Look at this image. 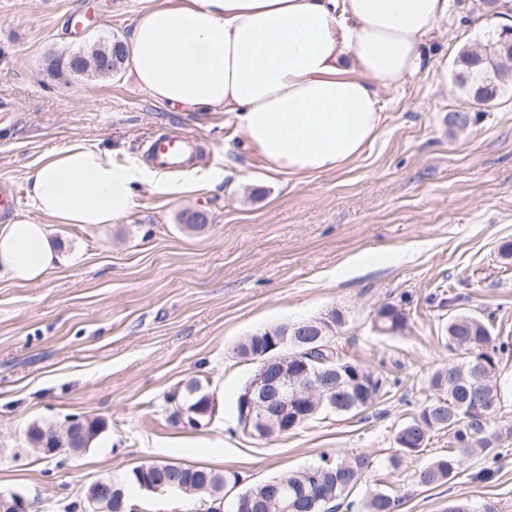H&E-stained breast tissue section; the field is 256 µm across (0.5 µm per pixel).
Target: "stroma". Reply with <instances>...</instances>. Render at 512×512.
Wrapping results in <instances>:
<instances>
[{
  "label": "stroma",
  "instance_id": "obj_1",
  "mask_svg": "<svg viewBox=\"0 0 512 512\" xmlns=\"http://www.w3.org/2000/svg\"><path fill=\"white\" fill-rule=\"evenodd\" d=\"M84 3L0 0V99L16 105L0 122V182L19 191V213L31 211L28 177L44 155L73 142L144 163L151 139L185 128L202 154L168 180L216 169L225 178L176 197L142 186L112 224L50 225L60 262L34 282L0 277V493L22 495L31 512H70L93 481L147 462L235 471L251 484L345 451L377 461L398 512H442L452 499L512 512V454L489 480L485 460L463 459L434 489L414 482V464L381 465L395 430L428 400L430 372L448 364L451 314L489 317L492 335L512 337V258L502 255L512 244V93L480 104L442 77L463 46L484 40L480 0H448L424 40L423 69L379 90V132L362 154L307 176L271 172L233 113L158 104L132 68L111 79L50 74L51 56L130 36L139 0H98L102 19L71 35L67 17ZM461 109L478 119L451 131L448 116ZM189 209L205 212L204 228L183 226ZM404 299L407 329L374 332L378 306ZM334 308L346 316L338 347L387 375L389 393L278 437L244 434L236 399L255 365L235 346ZM192 382L214 400L200 427L167 401ZM72 416L105 422L86 451L46 458L26 443L29 425ZM131 500L137 512H205L181 493L136 489Z\"/></svg>",
  "mask_w": 512,
  "mask_h": 512
}]
</instances>
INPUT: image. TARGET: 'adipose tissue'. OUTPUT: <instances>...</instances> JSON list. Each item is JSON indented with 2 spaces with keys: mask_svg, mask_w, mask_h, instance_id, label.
Wrapping results in <instances>:
<instances>
[{
  "mask_svg": "<svg viewBox=\"0 0 512 512\" xmlns=\"http://www.w3.org/2000/svg\"><path fill=\"white\" fill-rule=\"evenodd\" d=\"M447 12L448 0H140L127 49L156 102L235 113L271 171L306 176L360 156L378 133V89L419 72ZM28 183L31 214L0 224V275L19 283L58 261L48 225L113 223L146 184L189 190L79 142L45 155Z\"/></svg>",
  "mask_w": 512,
  "mask_h": 512,
  "instance_id": "adipose-tissue-1",
  "label": "adipose tissue"
}]
</instances>
